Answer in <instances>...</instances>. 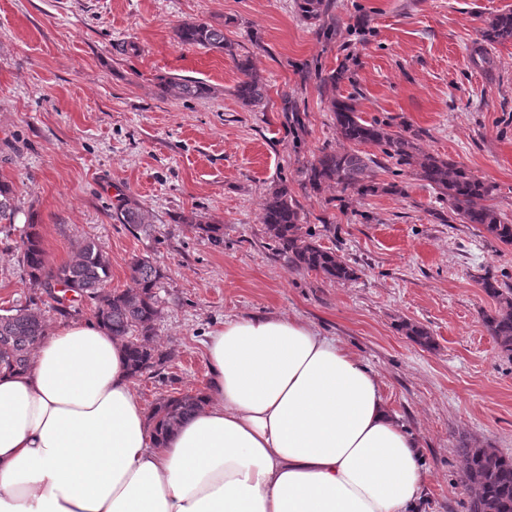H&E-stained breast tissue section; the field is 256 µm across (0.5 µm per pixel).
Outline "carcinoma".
<instances>
[{
    "mask_svg": "<svg viewBox=\"0 0 512 512\" xmlns=\"http://www.w3.org/2000/svg\"><path fill=\"white\" fill-rule=\"evenodd\" d=\"M330 0H295L297 13L305 20H318L328 11ZM184 45L230 55L241 74L234 95L246 107L260 105L265 96V83L254 71L248 54L235 52L224 30L204 22L185 23L176 31ZM484 40L490 44L512 40V12L494 16L486 23ZM161 95L177 98H201L210 89L200 82L184 79H160ZM336 130L349 144L344 150H322L303 171L305 187L316 192L326 184H335L362 196L399 193L394 183L375 182L371 165L376 160L358 149L372 144L399 166L416 170L420 179L437 191L450 204L452 214L464 224L479 226L488 236L512 246V223L502 219L498 210L487 203L493 186L467 173L464 169L422 152L406 136L389 131L377 120L363 119L354 99L333 96L330 99ZM18 209L12 185L0 183V224H13ZM114 218L136 232L152 227L150 214L138 207L122 206ZM262 223L275 250L288 259L295 270H310L334 281H351L355 270L335 253L323 249L309 231L303 230L296 200L288 186L274 188L265 199ZM22 263L26 267L31 288L40 289L58 304L61 313L68 312L65 298L56 290L67 288L81 297L95 301L93 317L127 352L133 376L161 369L168 356L152 343L155 322L160 310L155 288L163 272L147 257H135L129 264V288L112 292L105 289L110 277V263L100 248L85 241L70 262L58 267L48 264L38 225H26L18 242ZM484 293L497 306L483 314L484 324L502 353L512 358V288L485 276L480 280ZM46 324L41 314L24 306L0 314V368L24 371L29 366L33 346L44 336ZM415 343L430 348L433 338L422 325L401 324ZM202 405L201 394L167 395L150 409L151 419L161 436L168 435ZM463 462L464 483L470 490L466 512H512V456L496 448L464 444L457 449Z\"/></svg>",
    "mask_w": 512,
    "mask_h": 512,
    "instance_id": "carcinoma-1",
    "label": "carcinoma"
}]
</instances>
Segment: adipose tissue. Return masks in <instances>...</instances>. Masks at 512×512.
Listing matches in <instances>:
<instances>
[{"label":"adipose tissue","instance_id":"1","mask_svg":"<svg viewBox=\"0 0 512 512\" xmlns=\"http://www.w3.org/2000/svg\"><path fill=\"white\" fill-rule=\"evenodd\" d=\"M202 347L204 403L161 438L121 342L49 328L0 372V512H420L419 444L335 337L255 315Z\"/></svg>","mask_w":512,"mask_h":512}]
</instances>
